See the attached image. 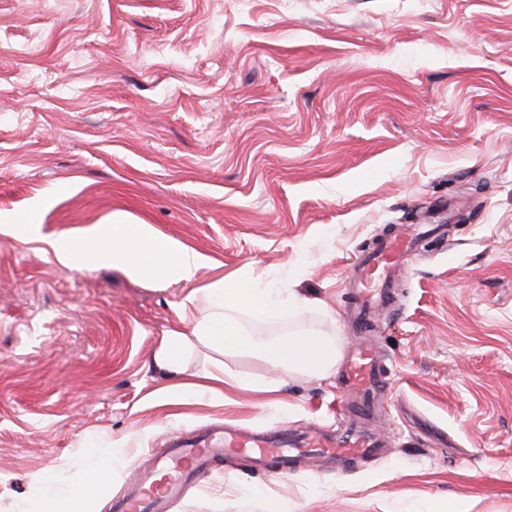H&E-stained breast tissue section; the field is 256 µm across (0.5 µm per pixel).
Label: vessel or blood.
I'll return each instance as SVG.
<instances>
[{
    "instance_id": "b4317fda",
    "label": "vessel or blood",
    "mask_w": 512,
    "mask_h": 512,
    "mask_svg": "<svg viewBox=\"0 0 512 512\" xmlns=\"http://www.w3.org/2000/svg\"><path fill=\"white\" fill-rule=\"evenodd\" d=\"M419 234L416 226L408 225L396 234L381 240L368 256L356 262L348 275L357 290L356 304L349 311L352 322L364 320L374 307L393 300V275L407 257ZM343 387L353 394L344 411L357 418L370 416L378 395L389 385L370 347H357L342 375ZM379 439L361 430L337 435L302 448L300 442L289 440L286 433L264 436L246 434L237 429L208 430L202 435L185 438L172 434L164 454L153 457L140 469L134 479L135 490L118 501L116 512H166L170 503L180 499L188 486L214 463L227 456L261 465L266 462L282 464L305 455L311 458L326 456L345 464L363 456L375 455Z\"/></svg>"
}]
</instances>
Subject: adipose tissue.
<instances>
[{
    "label": "adipose tissue",
    "mask_w": 512,
    "mask_h": 512,
    "mask_svg": "<svg viewBox=\"0 0 512 512\" xmlns=\"http://www.w3.org/2000/svg\"><path fill=\"white\" fill-rule=\"evenodd\" d=\"M58 264L72 272L110 267L135 280L164 286L190 282L204 257L182 242L166 236L149 224H140L121 212L112 213L106 223L96 224L64 241H53ZM197 311L190 331H169L153 354V366L164 379L163 393L187 399H220L225 387H250L259 392L277 391L291 375L328 377L341 356L337 340L309 333H297L266 341L254 336L247 315L273 308L297 310L304 301L291 288L257 287L246 279H220L209 286L192 289L185 298ZM205 354L209 366L194 380L184 375L198 354ZM255 354L280 369V378L250 382L232 372L225 356ZM127 451L110 449L95 467L72 484L57 490H34L28 512H99L98 492Z\"/></svg>",
    "instance_id": "ef3b65f1"
}]
</instances>
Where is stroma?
<instances>
[{"instance_id": "35a3bbf8", "label": "stroma", "mask_w": 512, "mask_h": 512, "mask_svg": "<svg viewBox=\"0 0 512 512\" xmlns=\"http://www.w3.org/2000/svg\"><path fill=\"white\" fill-rule=\"evenodd\" d=\"M122 211L197 249L193 283L73 274L50 247ZM448 214L377 330L344 319L361 251ZM0 512L34 480L124 448L125 494L169 437L233 424L317 436L338 374L278 391L159 396L152 356L192 288L288 284L342 358L368 343L392 390L380 454L258 473L228 458L171 512H512V0H0Z\"/></svg>"}]
</instances>
